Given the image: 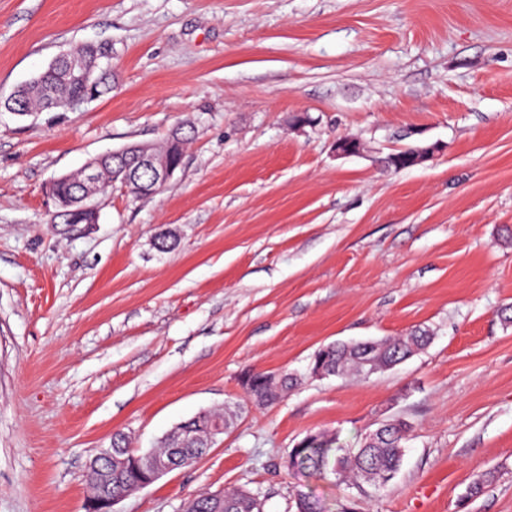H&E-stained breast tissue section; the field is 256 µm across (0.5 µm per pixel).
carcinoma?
Instances as JSON below:
<instances>
[{
  "label": "carcinoma",
  "mask_w": 512,
  "mask_h": 512,
  "mask_svg": "<svg viewBox=\"0 0 512 512\" xmlns=\"http://www.w3.org/2000/svg\"><path fill=\"white\" fill-rule=\"evenodd\" d=\"M25 97L30 109L44 111L48 109L46 86L36 82L25 90ZM431 340V335L424 329H417L405 336L373 340L376 348V364L401 363L424 348ZM313 362L322 363L334 376H343L356 372L364 376L372 374L371 365L361 357V346H349L345 343H334L319 349L313 356ZM262 373H253L254 384L250 396L264 406L278 400L284 392L297 384V377L285 372L280 375V388L267 394L260 383ZM411 432V425L404 421L384 426L382 438L372 448L359 442L356 448H344L337 445L333 438L323 434H310L304 447L297 449L295 457L289 458L288 469L308 475L334 476L335 481L344 483L349 488H359L362 484L369 485L374 492L384 494L389 491L392 476L400 470L404 443ZM199 433L198 425L187 424L179 436L166 443L161 449L180 446L188 449L184 455V465L189 466L197 459L191 448L197 443L191 436ZM141 475L133 470L113 472L112 489L116 492H130L135 489ZM224 512H262V504L258 497L250 492H233L224 495Z\"/></svg>",
  "instance_id": "obj_1"
}]
</instances>
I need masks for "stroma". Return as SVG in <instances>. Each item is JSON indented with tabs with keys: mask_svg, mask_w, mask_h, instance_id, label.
Listing matches in <instances>:
<instances>
[{
	"mask_svg": "<svg viewBox=\"0 0 512 512\" xmlns=\"http://www.w3.org/2000/svg\"><path fill=\"white\" fill-rule=\"evenodd\" d=\"M86 43L112 55L102 93L0 108V512H86L114 433L143 453L204 410L233 426L116 512L234 489L263 512L300 490L322 512H512V0H0V99ZM179 127L160 194L53 223V180ZM409 145L434 152L385 167ZM419 327L392 369L309 372ZM250 369L301 380L260 407ZM395 417L386 495L286 469L309 433L354 448Z\"/></svg>",
	"mask_w": 512,
	"mask_h": 512,
	"instance_id": "35a3bbf8",
	"label": "stroma"
}]
</instances>
